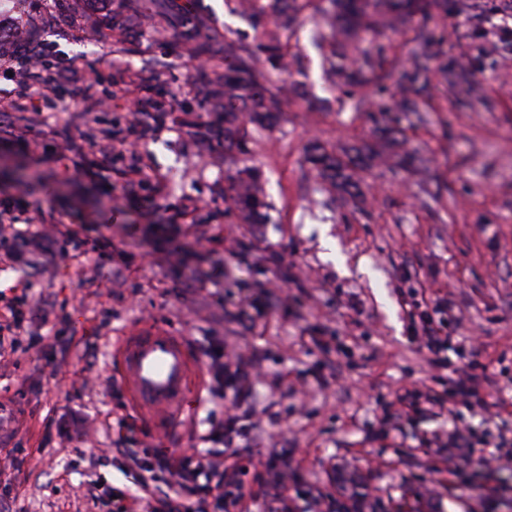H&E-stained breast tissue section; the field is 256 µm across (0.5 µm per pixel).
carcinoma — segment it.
I'll return each instance as SVG.
<instances>
[{
    "label": "carcinoma",
    "instance_id": "carcinoma-1",
    "mask_svg": "<svg viewBox=\"0 0 512 512\" xmlns=\"http://www.w3.org/2000/svg\"><path fill=\"white\" fill-rule=\"evenodd\" d=\"M330 5L336 21L337 43L326 58V73L330 76L343 74L352 86L369 79L376 80L382 92L386 90L385 82L393 78L384 70L383 54L371 57L364 53L359 64L353 59V53L368 37L404 25L416 15L426 21L433 20L440 8L439 0H374L370 9L364 6L363 0H330ZM154 8L167 17L171 3L157 0ZM266 8L274 17L275 27L266 32L261 44L252 49L235 41L224 42V74L207 83L202 91L206 111L213 115V120L206 125L196 124L190 131L191 136L224 148L226 154L248 155L246 124L261 130L272 128L282 112V88L274 84L271 72L287 68L282 38L292 32L298 5L296 0H268ZM172 19L178 26L181 40L191 48L194 56L202 57L213 52L204 17L178 13ZM421 75V64L413 62L412 69L404 70L396 78L399 96L389 103H378L376 111H420L418 102L411 97L410 86L418 83ZM377 133L388 148H401L394 127L382 126ZM380 144L365 141L337 152L314 142L306 149L305 162L328 184L329 190L354 197L360 192L362 175L378 165L382 155ZM227 191L244 223L258 224L267 219V214L262 212L266 207L265 192L256 168L246 165L237 168L228 177Z\"/></svg>",
    "mask_w": 512,
    "mask_h": 512
}]
</instances>
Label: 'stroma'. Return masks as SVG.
<instances>
[{"label":"stroma","instance_id":"stroma-1","mask_svg":"<svg viewBox=\"0 0 512 512\" xmlns=\"http://www.w3.org/2000/svg\"><path fill=\"white\" fill-rule=\"evenodd\" d=\"M173 2L209 18L215 48L263 37L239 0ZM126 5L138 21L114 27ZM298 6L293 64L275 78L328 107L292 100L252 140L246 163L262 172L265 224L242 223L224 193L234 162L188 132L208 120L200 88L223 62L192 58L152 0H60L41 20L40 79L0 71V220H13L0 231V306L27 293L29 333L41 339L19 364L0 360V396L20 420L12 443L31 453L0 512H116L119 495L137 491L128 454L210 448L224 406L209 390L165 436L109 385L112 338L145 326L186 337L199 356L222 341L260 355L262 377L238 408L258 428L238 452L296 472L275 488L247 467L253 512H273L280 496L309 512L313 497L354 491L363 512L404 501L416 512H512V447H499L484 409L405 417L391 405L402 387L448 394L467 361L493 373L489 402L512 405V37L501 33L512 0H448L431 25L433 61L448 70L431 73L417 92L422 113L402 121L421 162L407 172L385 153L354 200L325 192L304 150L373 140L353 105L379 93L370 83L347 96L326 76L311 32L329 4ZM413 39L406 26L362 48L398 72ZM21 172L54 181L33 189ZM9 245L23 261L4 259ZM423 288L454 314L435 364L407 314ZM118 418L129 424L123 452L111 448ZM454 429L486 447L453 459L424 447Z\"/></svg>","mask_w":512,"mask_h":512}]
</instances>
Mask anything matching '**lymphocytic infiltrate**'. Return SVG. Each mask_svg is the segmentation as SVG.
Returning <instances> with one entry per match:
<instances>
[{"instance_id": "obj_1", "label": "lymphocytic infiltrate", "mask_w": 512, "mask_h": 512, "mask_svg": "<svg viewBox=\"0 0 512 512\" xmlns=\"http://www.w3.org/2000/svg\"><path fill=\"white\" fill-rule=\"evenodd\" d=\"M207 355V374L223 385V399L233 404L246 399L259 375L254 360L221 342ZM494 382L487 366L467 362L456 370L451 396L463 405L481 404ZM250 429L242 417L230 414L224 419L223 447L199 458L159 448L151 459L134 461L129 474L142 493L122 512H251L241 480L244 467L225 458L226 446L248 439Z\"/></svg>"}]
</instances>
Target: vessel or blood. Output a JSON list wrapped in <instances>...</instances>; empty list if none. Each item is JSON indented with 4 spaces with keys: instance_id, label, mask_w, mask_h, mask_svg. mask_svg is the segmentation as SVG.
<instances>
[{
    "instance_id": "vessel-or-blood-1",
    "label": "vessel or blood",
    "mask_w": 512,
    "mask_h": 512,
    "mask_svg": "<svg viewBox=\"0 0 512 512\" xmlns=\"http://www.w3.org/2000/svg\"><path fill=\"white\" fill-rule=\"evenodd\" d=\"M112 355L132 408L152 414L160 427L179 425L198 379L186 338L148 329L120 337Z\"/></svg>"
}]
</instances>
